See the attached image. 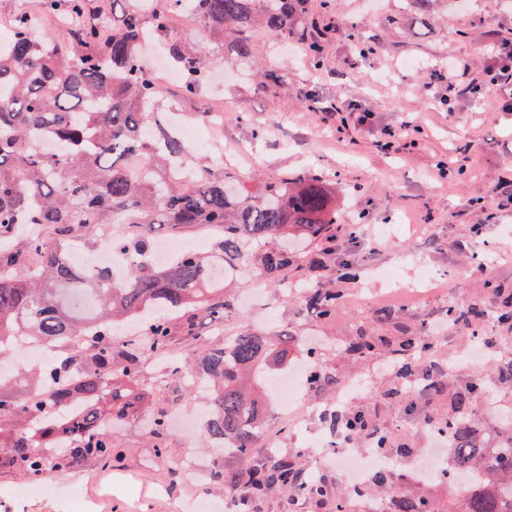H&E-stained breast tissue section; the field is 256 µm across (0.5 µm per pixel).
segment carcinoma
<instances>
[{
    "label": "carcinoma",
    "mask_w": 512,
    "mask_h": 512,
    "mask_svg": "<svg viewBox=\"0 0 512 512\" xmlns=\"http://www.w3.org/2000/svg\"><path fill=\"white\" fill-rule=\"evenodd\" d=\"M144 11L132 4L112 14L109 34L90 16L88 0H40L47 19L77 17L70 40L59 41L35 28L31 13L12 17L8 48L0 50V349L22 337L58 348L59 359L24 371L41 390L37 398L0 384V417L19 423L33 418L40 427L20 428L0 446L5 461L25 479L43 477L45 468L71 466L78 456L105 463L117 459L108 429L114 420L137 419L148 398L140 389L143 365L174 336L165 319L146 324L144 339L130 344L112 329L140 321L148 311L183 318L182 331L194 335L191 312L203 309L221 323L231 307L224 281L216 277L208 253L192 250L162 267L149 263L156 228L219 224L224 263L259 266L273 279L288 269V251L257 254L251 240L304 242L324 255L336 252L330 226L336 223L330 193L318 178L282 174L251 190L244 182L194 161L184 141L156 123L149 106L162 101L143 68L139 47L146 26L164 42L184 75L182 91L194 95L202 84L207 53L218 48L256 74L254 44L244 34L259 30L278 41H305L301 16L306 0H152ZM434 0H402L403 9L427 17ZM197 12L204 44L187 47L172 32L175 11ZM61 144L56 152L34 147V139ZM22 224H37L45 235L16 234ZM100 224L118 227L112 247L128 259L125 278L112 284L93 280L66 259L75 234L92 237ZM306 305L320 316L336 310V291L304 288ZM288 334L236 336L202 343L185 371L168 367L169 376L186 384L183 373L203 379L210 416L202 430L204 447L227 451L242 465L234 477L236 512H251L254 501L277 492L283 512H294L295 498L321 502L333 494L323 477L304 469L292 455L272 450L252 460L253 443L262 434L269 394L268 368L290 355ZM380 345L394 347L401 358L392 386L382 396L404 400L407 383L420 380L440 390L439 367L417 353L425 349L416 336L395 341L360 335L346 351L364 357ZM313 367L309 387H336V375L308 353ZM470 396L453 399V416L424 423L449 435L454 467L475 472L480 481L457 493L448 512H512V433L502 450L481 439L473 428ZM329 434L351 442L370 437L384 456L394 437L378 430L364 410L323 415ZM394 512H442L429 499L393 495Z\"/></svg>",
    "instance_id": "1"
}]
</instances>
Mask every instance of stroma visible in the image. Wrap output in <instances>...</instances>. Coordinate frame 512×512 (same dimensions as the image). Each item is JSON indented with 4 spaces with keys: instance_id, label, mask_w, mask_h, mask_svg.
Listing matches in <instances>:
<instances>
[{
    "instance_id": "obj_1",
    "label": "stroma",
    "mask_w": 512,
    "mask_h": 512,
    "mask_svg": "<svg viewBox=\"0 0 512 512\" xmlns=\"http://www.w3.org/2000/svg\"><path fill=\"white\" fill-rule=\"evenodd\" d=\"M303 26L305 41L277 47L252 33L263 65L260 78L207 81L196 97L172 93L165 102L189 123L197 113L223 106L224 126L212 134L220 150L207 158L222 162L246 185L286 172L317 176L336 206L335 255L314 269V250L296 249L287 283L265 284L264 300L275 305V318L235 305L224 317V333L284 329L297 346L293 359L311 346L339 380L365 379L366 389L350 409L368 410L410 449L387 468L389 486L444 507L447 485L415 471L430 437L423 416L449 415L452 395L476 381L483 386L472 404L479 432L499 429L484 411L485 392H496L501 408L512 413V379L499 375L500 350H488L479 364L458 360L474 332L501 335L493 315L512 297V205L497 207L501 183L512 180V110H504L499 89L481 84L493 46L512 39V7L505 0H436L424 20L401 12L399 0H307ZM311 42L321 48L315 64L307 53ZM476 83L481 91L467 93ZM452 84L458 94L449 111L439 99ZM325 102L343 110L344 133L325 122ZM407 123L415 126L413 135H404ZM307 279L335 289L331 317L305 305ZM463 304L480 310V318L449 322V310ZM387 310L393 313L388 321ZM363 333L424 337L427 357L441 367L443 392L412 395L407 405L384 399L397 362L387 346L367 359L348 355V344ZM159 371L152 358L143 367L141 387L152 400L143 417L110 428L122 453L119 464L81 463L95 477L90 495L111 490L113 512H172L168 498L143 491L183 457L200 454L196 434L168 430L161 456L146 438L148 418L165 409L168 397L189 411L207 407L177 385L171 396L159 394ZM336 396L333 390L310 391L286 416L269 410L256 457L272 444L287 453L303 449L307 465H315L306 443L324 435L322 412L333 408Z\"/></svg>"
}]
</instances>
